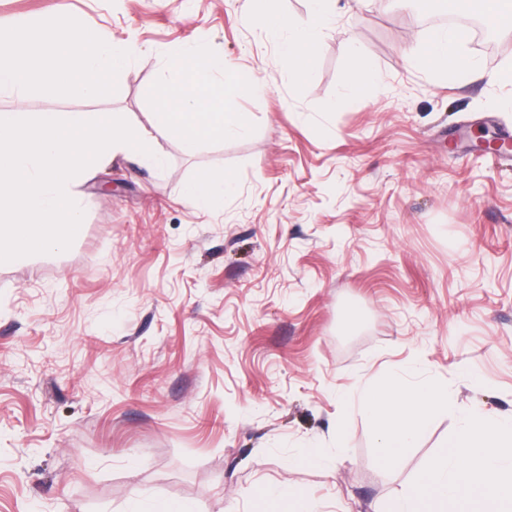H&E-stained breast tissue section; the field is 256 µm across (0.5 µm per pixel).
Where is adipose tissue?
<instances>
[{
	"label": "adipose tissue",
	"instance_id": "adipose-tissue-1",
	"mask_svg": "<svg viewBox=\"0 0 512 512\" xmlns=\"http://www.w3.org/2000/svg\"><path fill=\"white\" fill-rule=\"evenodd\" d=\"M248 21L277 42L293 78L306 76L318 59L321 41L333 16L331 0H308L309 19L297 24L274 12L271 0H250ZM463 33L455 27L434 29L418 56L433 74L462 82L511 83L512 71L486 73L462 54ZM133 50L126 44L90 39L72 14L49 20L19 19L0 29V97L24 98L40 85L62 87L75 98L110 93L108 78L126 68ZM235 185L231 173L200 170L187 193L195 208L209 211ZM357 401L375 432L380 459L398 464L414 448L441 407L434 385H403L397 375L380 384L362 383ZM461 424L412 491L394 498L387 512H512V415L490 419L480 409L460 412Z\"/></svg>",
	"mask_w": 512,
	"mask_h": 512
}]
</instances>
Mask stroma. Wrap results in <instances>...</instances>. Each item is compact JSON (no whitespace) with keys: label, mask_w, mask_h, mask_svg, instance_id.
Instances as JSON below:
<instances>
[{"label":"stroma","mask_w":512,"mask_h":512,"mask_svg":"<svg viewBox=\"0 0 512 512\" xmlns=\"http://www.w3.org/2000/svg\"><path fill=\"white\" fill-rule=\"evenodd\" d=\"M52 8L130 64L106 96L37 87L0 112L147 124L168 55L202 42L267 89L238 101L255 132L160 140L161 170L116 157L78 185L69 250L0 267V512H286L271 484L386 512L461 408L512 413V153L471 148L512 139V85L418 66L433 25L413 0H336L299 81L249 0H0V26ZM498 35L464 46L488 72L512 67V23ZM353 46L378 79L348 103ZM202 167L237 182L207 213L186 201ZM391 373L444 405L394 468L353 400Z\"/></svg>","instance_id":"obj_1"}]
</instances>
